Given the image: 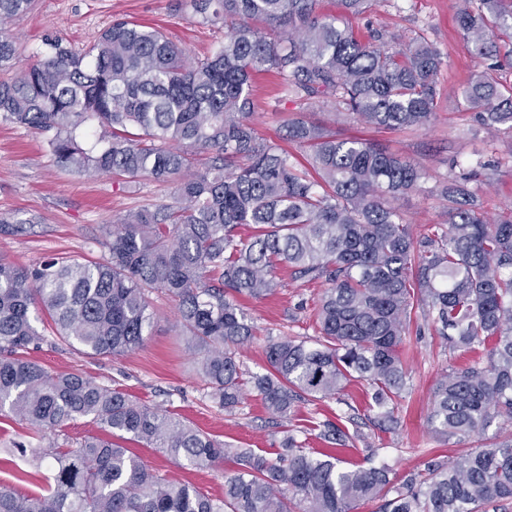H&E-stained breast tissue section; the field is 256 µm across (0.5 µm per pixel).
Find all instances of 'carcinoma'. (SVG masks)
<instances>
[{
	"mask_svg": "<svg viewBox=\"0 0 512 512\" xmlns=\"http://www.w3.org/2000/svg\"><path fill=\"white\" fill-rule=\"evenodd\" d=\"M366 15L380 0H339ZM323 0H178L224 43L190 60L159 27L116 20L79 50L62 37L17 77L0 82V120L55 131L57 163L96 173L175 183V200L117 220L102 262L51 259L33 267L0 262V411L56 434L89 418L112 436L162 448L195 468L226 457L240 469L212 499L149 469L110 440L89 437L53 449L47 488L19 496L0 487V512H489L512 500V432H485L512 419V209L490 220L462 187L444 191L448 226L418 242L393 202L419 187L410 161L322 123H288V139L309 149L308 169L279 144L257 136L250 117L252 77L272 72L287 95L342 106L366 125L392 131L432 124L439 49L419 35L387 46L336 25ZM34 0H0V69L16 43L6 24ZM457 21L470 52L490 61L473 73L465 96L485 129L512 130V85L490 72L512 67V0H458ZM90 121L102 131L87 150L74 132ZM209 150L222 165L192 171ZM256 228L252 240L238 236ZM327 285L318 338L272 340L263 373L244 372L237 349L254 335L238 301L261 299L276 272ZM178 302L187 343L202 352L207 395L231 411L253 387L269 411L332 396L366 380L383 421L408 390L400 347L414 306L428 308L449 347L491 344L487 362L443 374L430 421L445 439L475 437L478 449L394 483L384 467L348 469L341 452L357 437L327 423L329 447L312 457L292 435L276 458L235 448L137 403L84 375L51 374L25 356L40 340L39 310L64 341L91 357L132 351L149 335V294Z\"/></svg>",
	"mask_w": 512,
	"mask_h": 512,
	"instance_id": "obj_1",
	"label": "carcinoma"
}]
</instances>
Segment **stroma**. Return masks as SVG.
Segmentation results:
<instances>
[{
  "label": "stroma",
  "instance_id": "stroma-1",
  "mask_svg": "<svg viewBox=\"0 0 512 512\" xmlns=\"http://www.w3.org/2000/svg\"><path fill=\"white\" fill-rule=\"evenodd\" d=\"M324 9L359 34L378 31L399 44L421 34L438 47L443 65L433 123L392 132L354 120L339 121L329 109L280 93L271 76L260 75L254 80L251 105L252 123L259 135L276 141L294 162L302 163L306 151L289 141L288 123L321 121L342 135L379 144L412 161L424 177L419 189L400 196L395 206L418 239L433 226L447 222L441 190L452 178L476 196L487 217L512 208V132L504 130L489 137L472 118L464 90L470 74L483 70L485 64L467 49L456 22V0H383L365 16L345 13L338 0H325ZM121 18L163 27L193 58L213 52L224 40L222 33L179 9L177 0H36L31 12L8 26L18 47L13 69L21 70L43 51L47 37L61 35L76 45H86L112 20ZM49 138V133L0 121V258L20 267L51 258L100 262L108 255L106 225L127 213L172 203L173 183L132 182L112 173L89 174L59 165L49 149ZM277 277L279 285L272 294L241 301L256 333L239 347L237 357L244 369L254 373L265 368L268 340L318 336L316 315L323 283L293 280L287 269L278 271ZM150 302L155 323L139 349L90 357L79 346L60 340L46 318L37 324L42 339L29 349L28 356L49 372L91 376L121 389L134 401L166 410L217 440L270 459L289 433L304 448L323 447L324 423L337 420L361 434L345 456L348 468L382 466L398 479L424 470L433 460L451 462L476 445L472 439L454 443L435 436L428 416L437 380L472 358H486L487 351L450 349L423 309L412 312L401 348L409 390L395 407L399 424L385 432L378 426V408L371 405L372 388L362 380L350 382L335 396L297 404L285 419L273 416L258 392L250 388L234 410H224L206 394L198 372L203 354L185 343L175 302L161 291L153 292ZM104 435L103 429L85 419L72 423L62 436L44 434L2 411L0 486L20 494L41 491L50 463L33 460L28 449L52 444L75 448L85 438ZM120 445L150 469L214 499L223 497L224 477L236 468L228 458L196 469L176 464L162 450L133 439L121 440Z\"/></svg>",
  "mask_w": 512,
  "mask_h": 512
}]
</instances>
